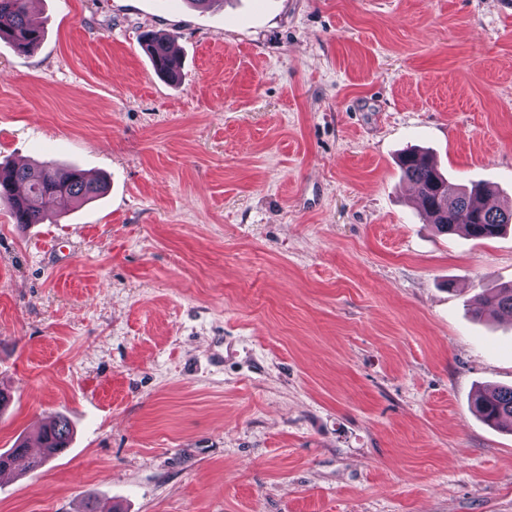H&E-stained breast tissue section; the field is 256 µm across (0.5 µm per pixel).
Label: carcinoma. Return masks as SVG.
Instances as JSON below:
<instances>
[{
  "mask_svg": "<svg viewBox=\"0 0 512 512\" xmlns=\"http://www.w3.org/2000/svg\"><path fill=\"white\" fill-rule=\"evenodd\" d=\"M29 0H0V40L17 52L27 53L42 40L43 29L31 19ZM143 44L155 70L175 82L181 76L179 56L171 53L170 37L147 34ZM399 167L403 177L414 186L419 208L441 233L463 230L471 237L493 238L512 224V207L493 208L487 205L488 190L479 184L469 187L445 177L429 158L418 151L402 155ZM106 190L102 180H93L76 168L58 167L52 163L34 166H0V202L9 204L16 224H42L48 219L47 204L59 198L84 204L101 196ZM475 314H512V283H504L481 294ZM475 412L489 425L512 432V387L482 391L474 399ZM40 437L44 454L28 462L35 471L56 456L59 448L69 447V422L56 416L43 425Z\"/></svg>",
  "mask_w": 512,
  "mask_h": 512,
  "instance_id": "1",
  "label": "carcinoma"
}]
</instances>
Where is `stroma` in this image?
<instances>
[{
	"instance_id": "1",
	"label": "stroma",
	"mask_w": 512,
	"mask_h": 512,
	"mask_svg": "<svg viewBox=\"0 0 512 512\" xmlns=\"http://www.w3.org/2000/svg\"><path fill=\"white\" fill-rule=\"evenodd\" d=\"M0 42V163L106 180L0 204V512H512V227L439 234L407 148L512 205V0H35ZM183 71L160 77L144 33ZM29 0H0V40L17 52L27 53L42 40L43 29L31 19ZM105 190L104 181L88 178L76 168L48 162L19 168L0 166V202L9 204L17 224H43L49 216L50 200L59 198L81 205ZM479 308L476 315H482L484 311L490 313L512 314V283H504L498 288H493L489 293H482L478 300ZM473 405L486 423L512 432V387L484 390L474 399ZM39 436L44 443V454L28 462V471H35L41 468L49 459L63 454L69 448L71 440V429L69 422L63 416H56L43 425Z\"/></svg>"
}]
</instances>
